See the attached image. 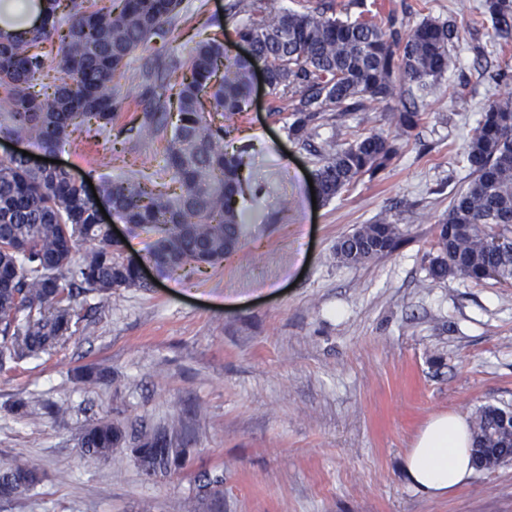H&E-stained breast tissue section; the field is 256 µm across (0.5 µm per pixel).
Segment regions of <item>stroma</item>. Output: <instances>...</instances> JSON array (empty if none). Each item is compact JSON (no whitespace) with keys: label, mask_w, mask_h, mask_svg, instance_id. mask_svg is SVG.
Segmentation results:
<instances>
[{"label":"stroma","mask_w":512,"mask_h":512,"mask_svg":"<svg viewBox=\"0 0 512 512\" xmlns=\"http://www.w3.org/2000/svg\"><path fill=\"white\" fill-rule=\"evenodd\" d=\"M228 0H182L171 55L134 54L118 80L124 100L110 131L76 130L54 152L77 178L154 170L164 140L130 127L147 97L141 71L188 56L223 33L229 57L245 50ZM385 6L413 28L424 14L452 21L455 68L437 102L376 177L329 202L313 201L318 161L289 139L290 112L261 78L229 143L246 147L247 178L237 250L220 265L160 276L144 288L80 293L77 332L62 348L0 369V461L36 456L45 474L0 500V512H512V461L476 472L449 496L416 492L406 453L440 413L512 407V283L428 277L438 219L468 180L464 145L485 99L512 95L488 72L512 68V33L473 19L483 0H360ZM381 105L345 125L327 116L318 139L345 143L386 131ZM391 216L403 240L351 266L333 261L337 241ZM110 371L108 382L82 373ZM62 404L61 416L36 409ZM184 423L179 465L154 475L126 440L93 469L78 437L104 420L123 431ZM224 478V493L203 486Z\"/></svg>","instance_id":"35a3bbf8"}]
</instances>
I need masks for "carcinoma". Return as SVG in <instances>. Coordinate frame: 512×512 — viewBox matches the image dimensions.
Masks as SVG:
<instances>
[{
    "instance_id": "carcinoma-1",
    "label": "carcinoma",
    "mask_w": 512,
    "mask_h": 512,
    "mask_svg": "<svg viewBox=\"0 0 512 512\" xmlns=\"http://www.w3.org/2000/svg\"><path fill=\"white\" fill-rule=\"evenodd\" d=\"M43 25L28 36L0 34V133L46 151L64 146L80 126L98 134L114 125L120 106L116 78L129 57L171 32L181 0H50ZM248 6L254 17L237 26L249 57L230 59L224 38L197 42L189 75L147 73L152 97L131 129L153 138L171 131L162 165L136 178L100 176L97 197L84 192L64 170L32 168L25 157L0 161V367L49 355L76 333L73 286L110 295L139 287L124 264L122 245L98 223L97 203L107 204L133 231L152 238L148 257L167 274L184 266H215L237 248L242 214L237 195L245 180L243 151L229 148L224 121L245 111L251 72L267 71L269 89L289 103L288 137L310 145L327 112L346 122L384 106L393 135H359L345 147L326 140L313 148L314 181L328 202L365 175L385 170L399 141L423 120L418 102L441 93L453 62L456 32L429 15L403 31L392 12L381 17L336 15L334 0H315L300 10L268 11L262 0ZM228 3V16L244 11ZM481 14L512 26V0H484ZM45 42L58 43L56 75L44 71ZM468 181L436 225L437 255L429 276L512 281V98L489 97L482 119L462 154ZM399 225L388 217L363 224L337 241L333 258L362 264L392 252ZM86 246L80 261L75 252ZM511 408L488 405L472 418L473 454L481 470L512 457V432L496 428ZM125 440L108 421L89 424L78 445L93 467ZM134 449L150 473H166L178 457L165 433L136 435ZM41 459L14 457L0 463V499L39 483Z\"/></svg>"
}]
</instances>
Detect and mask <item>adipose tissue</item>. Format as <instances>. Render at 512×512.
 Listing matches in <instances>:
<instances>
[{
    "label": "adipose tissue",
    "mask_w": 512,
    "mask_h": 512,
    "mask_svg": "<svg viewBox=\"0 0 512 512\" xmlns=\"http://www.w3.org/2000/svg\"><path fill=\"white\" fill-rule=\"evenodd\" d=\"M49 0H0V32L27 34ZM471 431L466 418L443 413L430 419L405 457L411 486L431 497H444L474 474Z\"/></svg>",
    "instance_id": "ef3b65f1"
}]
</instances>
